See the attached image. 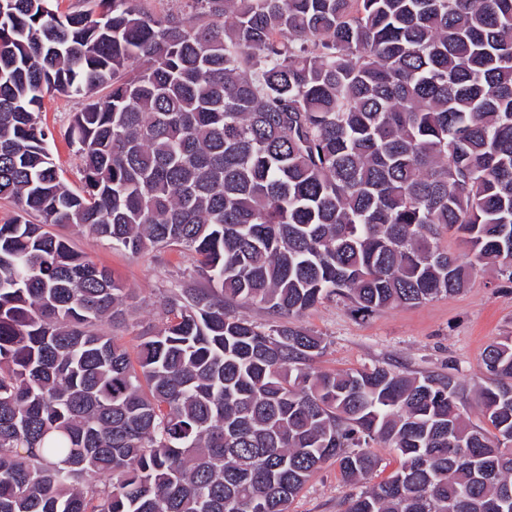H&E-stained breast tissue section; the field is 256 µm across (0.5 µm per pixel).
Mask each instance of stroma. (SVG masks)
<instances>
[{
    "label": "stroma",
    "mask_w": 512,
    "mask_h": 512,
    "mask_svg": "<svg viewBox=\"0 0 512 512\" xmlns=\"http://www.w3.org/2000/svg\"><path fill=\"white\" fill-rule=\"evenodd\" d=\"M80 107L78 100L54 95L45 97L41 109L51 153L74 188L81 184V159L67 130ZM55 232L133 289L136 308L127 324L110 327L112 336L131 348L138 331L160 326V300L174 287L182 271L191 266L190 257L176 252L132 255L70 226L56 227ZM299 322L326 343L323 354L311 364L313 371L380 365L404 373L450 374L464 390L466 415L476 422L481 410L473 388L484 377L483 351L492 342L512 337V279L486 264L479 267L469 287L455 295L369 315L357 313L348 300L336 298L309 309ZM352 491L335 466H325L306 484L291 512H344Z\"/></svg>",
    "instance_id": "stroma-1"
}]
</instances>
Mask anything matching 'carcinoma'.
<instances>
[{"instance_id": "obj_1", "label": "carcinoma", "mask_w": 512, "mask_h": 512, "mask_svg": "<svg viewBox=\"0 0 512 512\" xmlns=\"http://www.w3.org/2000/svg\"><path fill=\"white\" fill-rule=\"evenodd\" d=\"M88 2L0 0V512H289L379 443L398 466L345 512H496L511 338L473 423L449 374L313 372L296 318L453 295L489 261L512 279V0ZM54 94L84 100L79 189L38 120ZM57 225L192 256L136 359L102 328L134 295Z\"/></svg>"}]
</instances>
